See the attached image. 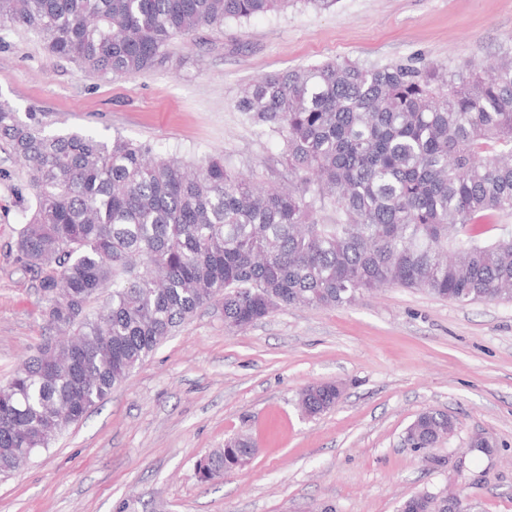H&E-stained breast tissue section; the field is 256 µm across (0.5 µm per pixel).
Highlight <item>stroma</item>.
<instances>
[{
    "label": "stroma",
    "instance_id": "obj_1",
    "mask_svg": "<svg viewBox=\"0 0 512 512\" xmlns=\"http://www.w3.org/2000/svg\"><path fill=\"white\" fill-rule=\"evenodd\" d=\"M512 47V0H338L297 4L175 39L136 76L88 77L21 30L0 43V101L45 112L53 131L114 135L200 162L287 180L283 142L239 112L242 88L327 60L432 62L448 70ZM21 169L0 151V384L52 333L36 275L12 246ZM342 398L310 417L300 391ZM434 409L458 422L435 468L405 441ZM244 433L243 470L205 483L197 463ZM490 437L492 452L470 439ZM463 489L476 512H512V302L461 305L385 288L336 308L289 307L243 331L221 301L199 309L19 471L0 476V512H397L402 498Z\"/></svg>",
    "mask_w": 512,
    "mask_h": 512
}]
</instances>
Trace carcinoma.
<instances>
[{"label": "carcinoma", "mask_w": 512, "mask_h": 512, "mask_svg": "<svg viewBox=\"0 0 512 512\" xmlns=\"http://www.w3.org/2000/svg\"><path fill=\"white\" fill-rule=\"evenodd\" d=\"M299 0H0V32L26 28L86 75H138L165 64L178 37ZM238 108L279 136L288 186H265L222 156L191 166L122 136L46 132L44 115L0 101V147L25 170L29 204L14 243L61 332L0 385V475L21 448H45L103 402L200 308L224 300V326L281 308L338 307L388 287L467 304L512 301V49L480 68L365 66L349 60L268 74ZM336 221L324 224L321 212ZM109 295L95 315L89 300ZM336 386L301 393L307 415L336 406ZM455 421L412 423L422 458ZM197 463L203 482L245 466L238 434ZM402 512H448L428 494Z\"/></svg>", "instance_id": "carcinoma-1"}]
</instances>
